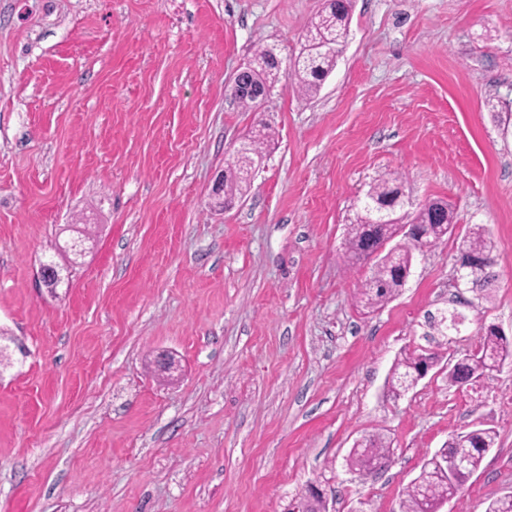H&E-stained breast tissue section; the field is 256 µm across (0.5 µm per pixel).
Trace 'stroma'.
Wrapping results in <instances>:
<instances>
[{"label": "stroma", "instance_id": "35a3bbf8", "mask_svg": "<svg viewBox=\"0 0 512 512\" xmlns=\"http://www.w3.org/2000/svg\"><path fill=\"white\" fill-rule=\"evenodd\" d=\"M325 0H0V512H399L448 440L496 432L442 512L512 492V365L464 388L448 364L512 329V0H353L316 95L281 78L263 113L225 91L256 49L292 64ZM265 159L234 206L211 190L257 120ZM399 175L457 225L371 310L344 241L370 183ZM93 239L57 295L39 263ZM492 244L457 287L461 238ZM53 254V253H52ZM460 332L400 397L427 314ZM368 432L391 448L361 479ZM439 362L438 356L424 352L407 354L399 359L391 373L388 382L389 392L393 396H400L416 385L425 372L431 367H435ZM390 448L380 435H368L362 438L357 447L349 452L346 459L350 470L366 478L388 465Z\"/></svg>", "mask_w": 512, "mask_h": 512}]
</instances>
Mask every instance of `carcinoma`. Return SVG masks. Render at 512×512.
Here are the masks:
<instances>
[{
	"mask_svg": "<svg viewBox=\"0 0 512 512\" xmlns=\"http://www.w3.org/2000/svg\"><path fill=\"white\" fill-rule=\"evenodd\" d=\"M350 4L351 0H326L322 12L307 25L304 51L294 61L291 72L287 73L302 92H317L321 82L336 66L337 57L334 55L320 58L313 56V44L329 42L338 47L345 46L349 35ZM267 54L266 46L257 50L253 54L252 64L259 79L271 87L279 80L281 69ZM264 136L265 133L260 130L249 140V163L242 164L239 159H233L228 168V176L225 177V196L231 198L242 192L243 186L250 182L252 173L262 160L258 144ZM398 181V177L390 175L369 185L365 200L360 202L355 222L350 225L345 240L347 258L351 263L367 260L396 235V224H382L380 216L384 214L390 219L395 214L393 209L382 208V203L399 187ZM453 221L454 211L445 201H437L428 208L423 206L415 210L412 216V223L428 225L430 238L439 240L446 235L444 226ZM465 245L476 253L489 254L492 250L491 241L482 225L469 230ZM417 249L419 245L414 241L405 240L395 247L393 262H388L390 258L387 254L380 257V263L360 291V302L365 307L374 309L381 306L400 291L405 279L404 271L409 269L413 251ZM508 360L512 361V340L487 328L477 348L448 367V385L459 387L466 378L477 381L491 374L495 364H504ZM438 362V356L434 353L414 352L405 355L392 369L389 392L397 397L408 391ZM495 438L493 430L477 429L471 434H457L449 439L447 447L440 449L441 457L464 460L469 471L450 479L438 472L434 459H428L419 475L406 488L402 512H435L440 501L455 495L479 469L484 450L493 447ZM389 453V445L383 437L368 435L351 449L347 465L364 478L385 468Z\"/></svg>",
	"mask_w": 512,
	"mask_h": 512,
	"instance_id": "cac0c4a2",
	"label": "carcinoma"
}]
</instances>
